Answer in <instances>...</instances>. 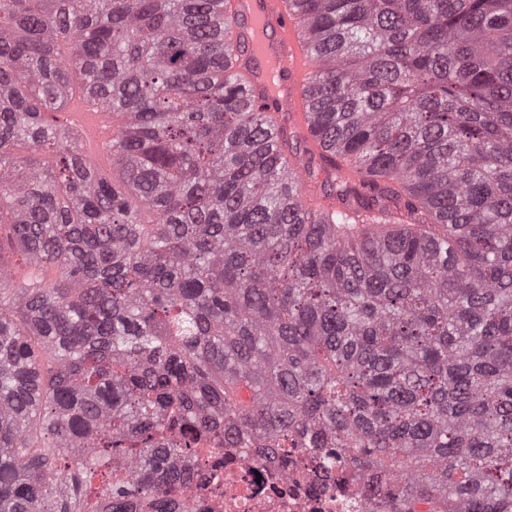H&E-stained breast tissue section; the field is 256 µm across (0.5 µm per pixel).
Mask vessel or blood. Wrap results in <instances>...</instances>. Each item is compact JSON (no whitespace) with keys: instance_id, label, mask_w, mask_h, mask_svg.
<instances>
[{"instance_id":"obj_1","label":"vessel or blood","mask_w":512,"mask_h":512,"mask_svg":"<svg viewBox=\"0 0 512 512\" xmlns=\"http://www.w3.org/2000/svg\"><path fill=\"white\" fill-rule=\"evenodd\" d=\"M229 20L227 35L241 61L253 62L251 109L289 117L300 138L309 140L307 88L318 63L290 0H233ZM240 63L233 65V73H241ZM67 118L81 133L85 159L101 166L110 157L116 132L111 108L81 95L70 103Z\"/></svg>"}]
</instances>
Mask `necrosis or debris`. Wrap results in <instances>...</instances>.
<instances>
[{
  "instance_id": "1",
  "label": "necrosis or debris",
  "mask_w": 512,
  "mask_h": 512,
  "mask_svg": "<svg viewBox=\"0 0 512 512\" xmlns=\"http://www.w3.org/2000/svg\"><path fill=\"white\" fill-rule=\"evenodd\" d=\"M192 464L208 481L191 486L189 512H391L326 477L303 449L285 467L253 462L246 448L223 447L199 454Z\"/></svg>"
}]
</instances>
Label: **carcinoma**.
<instances>
[{"mask_svg":"<svg viewBox=\"0 0 512 512\" xmlns=\"http://www.w3.org/2000/svg\"><path fill=\"white\" fill-rule=\"evenodd\" d=\"M230 2L0 0V512H180L204 440L512 512V0H294L354 171L307 154L301 217ZM76 90L110 180L48 120ZM65 112L54 115L58 118V123L63 124L65 123L62 118L67 115L68 120L80 131L85 159L96 167L101 166L105 160H110V146L116 132L112 109L103 105L98 98L82 94L70 103L66 114ZM3 255L5 265L12 272V281L16 288L27 287L30 283L29 267L25 258L12 252L8 241V228L2 229Z\"/></svg>","mask_w":512,"mask_h":512,"instance_id":"obj_1","label":"carcinoma"}]
</instances>
